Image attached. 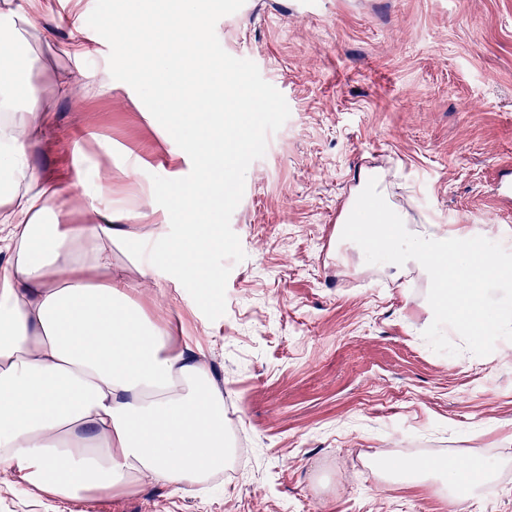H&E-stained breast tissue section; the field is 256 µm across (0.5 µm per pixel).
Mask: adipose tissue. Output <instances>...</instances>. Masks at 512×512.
I'll list each match as a JSON object with an SVG mask.
<instances>
[{
  "label": "adipose tissue",
  "mask_w": 512,
  "mask_h": 512,
  "mask_svg": "<svg viewBox=\"0 0 512 512\" xmlns=\"http://www.w3.org/2000/svg\"><path fill=\"white\" fill-rule=\"evenodd\" d=\"M129 28L115 43L148 94L177 100L197 132L178 144L197 161L194 183L168 194L181 234L146 246L112 207V173L78 185L70 204L83 224H64L53 184L37 177L31 151L50 123L37 87L0 65V223L8 259L0 265V473L20 490L62 502L120 496L154 485L192 493L224 466V395L203 348L173 338L135 300L158 258L180 279L213 289L223 281L207 255L217 237L196 202L213 194L214 145L200 128L231 120L220 102L238 97L234 75L206 59L196 0H127ZM361 255H383L396 276L418 271L434 285V328L477 340L512 335V230L496 240L467 224L414 218L391 201L383 175L362 169L340 215ZM123 254L136 278L112 275ZM462 288L448 291L449 280ZM450 501H474L494 475L466 455L429 460Z\"/></svg>",
  "instance_id": "obj_1"
}]
</instances>
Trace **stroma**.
<instances>
[{
    "label": "stroma",
    "instance_id": "35a3bbf8",
    "mask_svg": "<svg viewBox=\"0 0 512 512\" xmlns=\"http://www.w3.org/2000/svg\"><path fill=\"white\" fill-rule=\"evenodd\" d=\"M112 2L28 4L41 30L27 33L18 72L51 121L33 166L65 195L111 166L130 231L173 239L181 219L154 188L192 183L196 163L171 134L174 112L118 57L124 17L105 21ZM216 34L290 116L249 166L231 217L245 258L231 266L225 314L192 313L163 269L137 300L200 338L245 469L203 493L149 485L79 506L15 493L0 474V512H512V355L501 354L512 335L435 333L427 279L367 266L338 235L357 175L372 167L414 217L512 226V203L497 198L499 182L512 183V0H245ZM457 453L502 464L480 504L449 502L433 477L373 469L385 455Z\"/></svg>",
    "mask_w": 512,
    "mask_h": 512
}]
</instances>
